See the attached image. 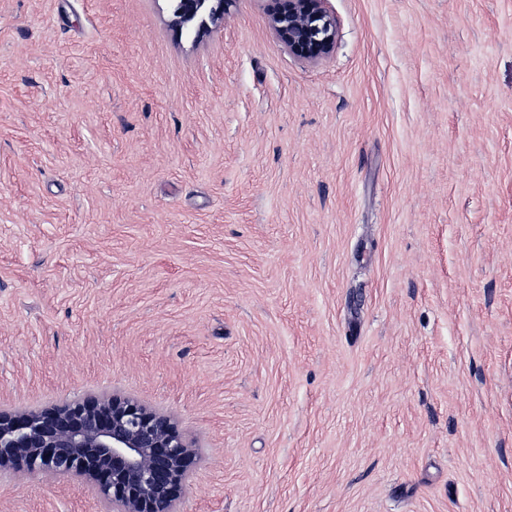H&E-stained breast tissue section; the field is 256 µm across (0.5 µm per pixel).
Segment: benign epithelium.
Masks as SVG:
<instances>
[{
	"mask_svg": "<svg viewBox=\"0 0 512 512\" xmlns=\"http://www.w3.org/2000/svg\"><path fill=\"white\" fill-rule=\"evenodd\" d=\"M271 25L295 57L333 49L325 0H271ZM205 0H180L173 24L201 16ZM196 451L172 420L122 396L92 395L39 411L0 412V468L89 481L117 512H175Z\"/></svg>",
	"mask_w": 512,
	"mask_h": 512,
	"instance_id": "obj_1",
	"label": "benign epithelium"
}]
</instances>
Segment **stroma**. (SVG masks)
<instances>
[{"label":"stroma","mask_w":512,"mask_h":512,"mask_svg":"<svg viewBox=\"0 0 512 512\" xmlns=\"http://www.w3.org/2000/svg\"><path fill=\"white\" fill-rule=\"evenodd\" d=\"M271 6L0 0V410L172 416L179 512H512V0ZM205 1L210 0H180L179 9L173 13V24L181 27L199 18L207 8ZM271 25L295 57L317 61L333 49L335 30L325 0H271Z\"/></svg>","instance_id":"obj_1"}]
</instances>
